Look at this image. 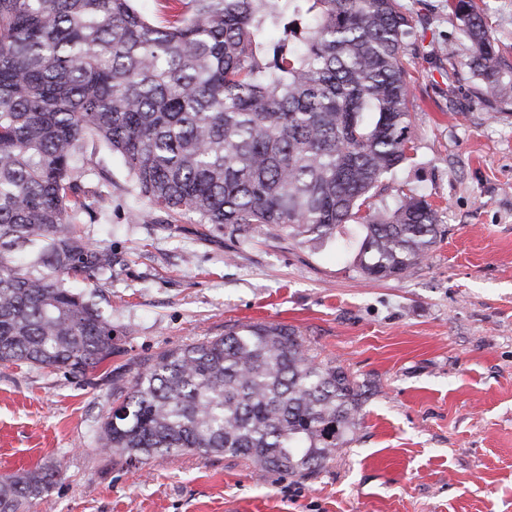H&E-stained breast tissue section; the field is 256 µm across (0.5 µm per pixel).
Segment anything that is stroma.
<instances>
[{
    "instance_id": "stroma-1",
    "label": "stroma",
    "mask_w": 512,
    "mask_h": 512,
    "mask_svg": "<svg viewBox=\"0 0 512 512\" xmlns=\"http://www.w3.org/2000/svg\"><path fill=\"white\" fill-rule=\"evenodd\" d=\"M418 51L409 71L417 150L368 206L418 193L438 209L430 257L371 280L266 227L240 235L171 219L129 194L119 156L83 184L112 206L83 225L111 271L68 280L118 336L112 359L75 377L0 362V476L54 466L24 512H512V112L477 100L467 56L456 77L438 44L459 41L448 0H402ZM512 64V0H482ZM252 323L295 329L310 356L365 392L353 439L319 472L290 477L189 452L113 462L100 439L112 388L156 356Z\"/></svg>"
}]
</instances>
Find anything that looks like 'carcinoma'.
<instances>
[{"label": "carcinoma", "instance_id": "carcinoma-1", "mask_svg": "<svg viewBox=\"0 0 512 512\" xmlns=\"http://www.w3.org/2000/svg\"><path fill=\"white\" fill-rule=\"evenodd\" d=\"M0 0V361L83 374L117 342L92 297L67 279L112 268L91 246L112 196L93 204L86 153L121 157L131 190L169 216L244 235L263 224L322 244L355 223L339 254L369 279L400 278L437 243L419 194L362 210L415 151L405 75L415 25L400 0ZM480 81L478 100L512 109L486 15L448 0ZM102 426L127 462L186 451L231 454L309 476L347 445L361 393L284 325L249 324L140 368ZM42 466L0 477V512L50 486Z\"/></svg>", "mask_w": 512, "mask_h": 512}]
</instances>
